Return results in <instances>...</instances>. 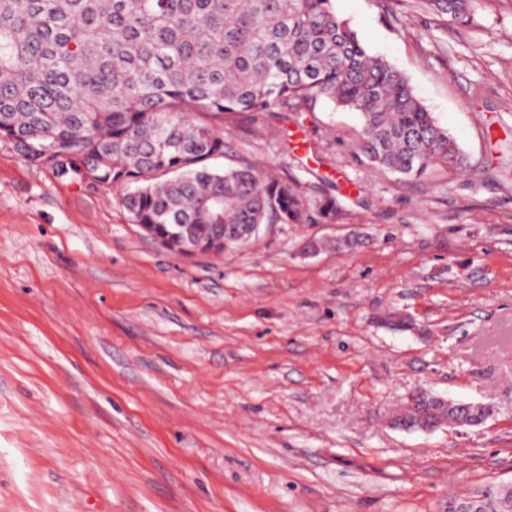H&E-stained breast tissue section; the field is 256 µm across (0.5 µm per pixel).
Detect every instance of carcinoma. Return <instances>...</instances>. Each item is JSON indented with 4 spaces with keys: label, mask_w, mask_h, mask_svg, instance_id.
Segmentation results:
<instances>
[{
    "label": "carcinoma",
    "mask_w": 512,
    "mask_h": 512,
    "mask_svg": "<svg viewBox=\"0 0 512 512\" xmlns=\"http://www.w3.org/2000/svg\"><path fill=\"white\" fill-rule=\"evenodd\" d=\"M473 23L482 0H419ZM359 114L358 158L404 179L472 173L406 75L366 50L333 0H0V138L60 181L116 190L135 224L241 245L254 224H298V185L259 164L216 168L224 131L204 114ZM491 402L418 391L397 428L478 426ZM476 512H512L484 489Z\"/></svg>",
    "instance_id": "carcinoma-1"
}]
</instances>
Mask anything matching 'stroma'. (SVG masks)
<instances>
[{
    "mask_svg": "<svg viewBox=\"0 0 512 512\" xmlns=\"http://www.w3.org/2000/svg\"><path fill=\"white\" fill-rule=\"evenodd\" d=\"M334 8L477 178L370 168L358 114L325 101L213 115L221 165L296 181L314 220L186 257L118 192L0 142V512H448L512 490V0L469 26L418 0ZM420 389L495 413L389 427Z\"/></svg>",
    "mask_w": 512,
    "mask_h": 512,
    "instance_id": "stroma-1",
    "label": "stroma"
}]
</instances>
